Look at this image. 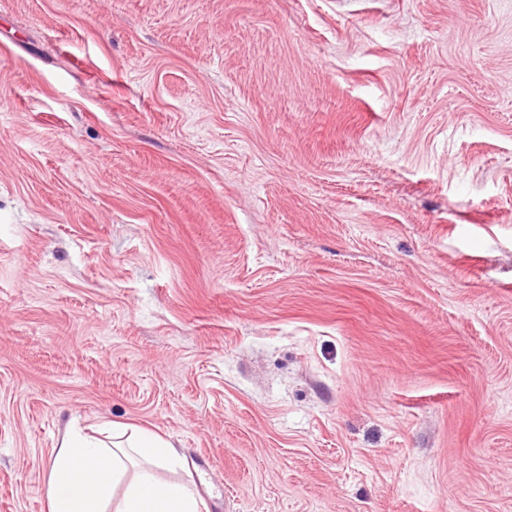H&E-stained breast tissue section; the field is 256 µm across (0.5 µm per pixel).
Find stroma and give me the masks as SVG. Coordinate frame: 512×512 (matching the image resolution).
<instances>
[{"label": "stroma", "mask_w": 512, "mask_h": 512, "mask_svg": "<svg viewBox=\"0 0 512 512\" xmlns=\"http://www.w3.org/2000/svg\"><path fill=\"white\" fill-rule=\"evenodd\" d=\"M104 421L204 512H512V0H0V512Z\"/></svg>", "instance_id": "obj_1"}]
</instances>
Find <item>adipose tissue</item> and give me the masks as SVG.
<instances>
[{"instance_id": "obj_1", "label": "adipose tissue", "mask_w": 512, "mask_h": 512, "mask_svg": "<svg viewBox=\"0 0 512 512\" xmlns=\"http://www.w3.org/2000/svg\"><path fill=\"white\" fill-rule=\"evenodd\" d=\"M180 462L172 442L145 429L68 428L49 460L47 512H202L190 486L157 476Z\"/></svg>"}]
</instances>
